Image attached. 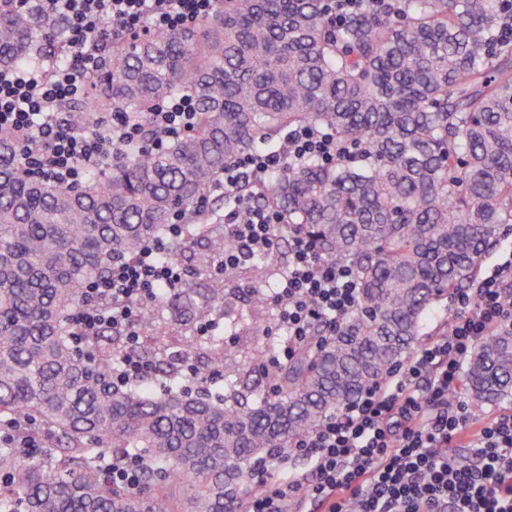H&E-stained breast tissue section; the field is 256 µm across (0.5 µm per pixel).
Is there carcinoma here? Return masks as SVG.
I'll return each mask as SVG.
<instances>
[{"label":"carcinoma","mask_w":512,"mask_h":512,"mask_svg":"<svg viewBox=\"0 0 512 512\" xmlns=\"http://www.w3.org/2000/svg\"><path fill=\"white\" fill-rule=\"evenodd\" d=\"M502 0H379L336 22L332 0H217L189 30L112 43L94 89L68 109L84 132L106 112L188 94L193 130L112 147L75 185L35 180L0 129V512H243L257 465L290 448L404 362L435 308L460 292L512 224V43ZM59 17L0 0V67H23ZM326 131L333 162L289 161L262 190L242 181L210 200L224 169L284 133ZM277 211L317 255L346 262L357 302L334 334L313 327L294 354L265 336V289L280 250L224 269V206ZM182 224L165 260L202 284L161 288L134 352L153 366L118 382L129 339L106 322L76 335L85 288L118 259ZM253 279L248 308L229 284ZM225 319L238 341L198 335ZM222 370L224 395L185 371ZM463 388L474 418L512 400V328L484 337ZM136 461L139 485L112 482Z\"/></svg>","instance_id":"1"}]
</instances>
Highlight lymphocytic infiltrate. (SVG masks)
<instances>
[{"instance_id":"lymphocytic-infiltrate-1","label":"lymphocytic infiltrate","mask_w":512,"mask_h":512,"mask_svg":"<svg viewBox=\"0 0 512 512\" xmlns=\"http://www.w3.org/2000/svg\"><path fill=\"white\" fill-rule=\"evenodd\" d=\"M64 17L65 64L0 67V129L13 131L28 159L26 172L61 184L80 182L85 162L108 161L114 143L139 145L152 126L153 147L192 129L191 96L170 97L141 119L114 112L88 131L69 129L59 110L78 99L109 53L112 41L153 31L190 28L210 16L215 0H36ZM330 133L309 126L287 131L279 150H255L224 171L225 188L241 180L264 183L284 161L332 158ZM241 222L236 208L224 213L233 247L224 253L231 268L271 251L281 236L292 243L288 267L271 302L275 326L288 342L277 353L290 357L321 321L336 322L354 306L356 282L349 265L321 260L299 231L287 230L280 215L251 206ZM167 240L156 239L133 263L116 262L108 276L88 288L78 333L92 335L104 322L135 335L138 312L159 287L182 282L181 269L162 256ZM111 299L108 308L101 299ZM412 355L384 382L362 393L346 411L330 417L273 468L246 512H512V411L470 427L469 405L460 394L461 371L477 343L494 329L512 328V246L469 291L452 299ZM301 453L307 473L293 468ZM469 465H461V455Z\"/></svg>"}]
</instances>
